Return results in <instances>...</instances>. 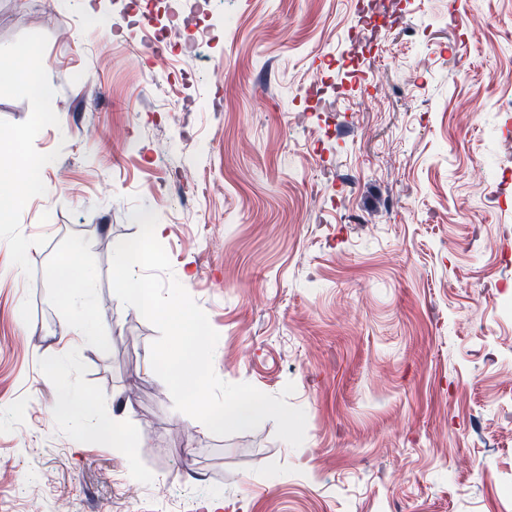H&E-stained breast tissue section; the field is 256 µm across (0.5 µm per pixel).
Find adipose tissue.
<instances>
[{
    "instance_id": "obj_1",
    "label": "adipose tissue",
    "mask_w": 512,
    "mask_h": 512,
    "mask_svg": "<svg viewBox=\"0 0 512 512\" xmlns=\"http://www.w3.org/2000/svg\"><path fill=\"white\" fill-rule=\"evenodd\" d=\"M78 250H71L63 262L64 278L69 287L63 294L64 306H71L75 314L70 322L74 335L94 338L92 327V303L89 297L90 276L78 261ZM97 400L89 395L64 392L53 408L55 417L76 423L88 439L101 445L115 448L132 447L133 442L123 426L114 421L96 416Z\"/></svg>"
}]
</instances>
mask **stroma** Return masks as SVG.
<instances>
[{"instance_id":"1","label":"stroma","mask_w":512,"mask_h":512,"mask_svg":"<svg viewBox=\"0 0 512 512\" xmlns=\"http://www.w3.org/2000/svg\"><path fill=\"white\" fill-rule=\"evenodd\" d=\"M358 2L170 0L199 47L158 53L125 0H0V141L43 186L0 214V512H512V0ZM137 201L216 374L294 384L301 446L216 436L147 372L111 282ZM64 380L139 447L55 419ZM81 251L79 246L73 248L67 258L63 261L64 279L72 288L66 289L62 295L64 306H73L77 312L70 321V328L74 336H81L84 339L94 340L95 334L92 327V303L89 297L90 276L78 261ZM80 264V266H79Z\"/></svg>"}]
</instances>
